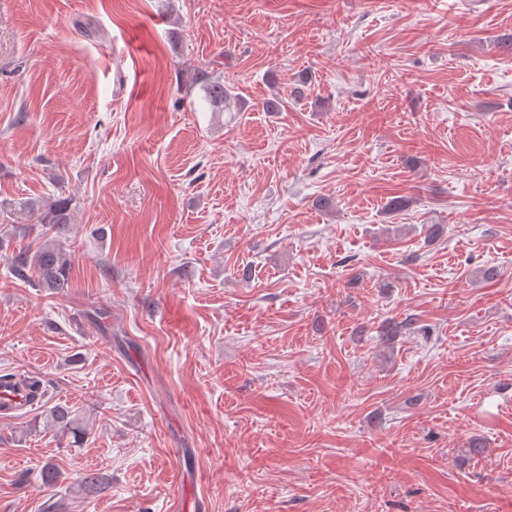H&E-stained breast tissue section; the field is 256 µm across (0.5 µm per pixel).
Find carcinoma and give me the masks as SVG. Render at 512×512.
<instances>
[{
  "label": "carcinoma",
  "instance_id": "obj_1",
  "mask_svg": "<svg viewBox=\"0 0 512 512\" xmlns=\"http://www.w3.org/2000/svg\"><path fill=\"white\" fill-rule=\"evenodd\" d=\"M192 81L200 87L202 99L212 111H224V103L232 94L223 80L214 77L204 65L194 69ZM23 208L31 211L34 223L40 226L38 239L41 243L36 248L4 252L9 273L18 281H33L41 288L58 293L69 287L73 265L72 252L57 240V234L71 223V200L59 198L45 208L35 209L28 204ZM49 417L56 434L62 438L78 442L88 435L79 413L70 406L53 407Z\"/></svg>",
  "mask_w": 512,
  "mask_h": 512
}]
</instances>
